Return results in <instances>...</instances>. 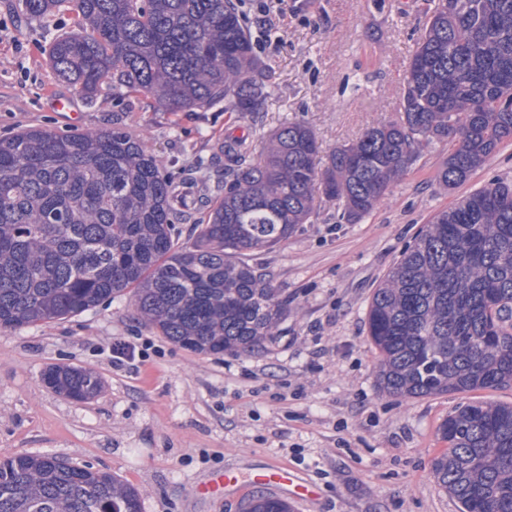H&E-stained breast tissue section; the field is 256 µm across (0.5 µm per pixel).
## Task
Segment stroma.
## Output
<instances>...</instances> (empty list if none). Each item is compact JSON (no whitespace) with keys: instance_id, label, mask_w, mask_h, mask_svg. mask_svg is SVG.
<instances>
[{"instance_id":"35a3bbf8","label":"stroma","mask_w":512,"mask_h":512,"mask_svg":"<svg viewBox=\"0 0 512 512\" xmlns=\"http://www.w3.org/2000/svg\"><path fill=\"white\" fill-rule=\"evenodd\" d=\"M245 16L268 91L264 111L241 116L223 103L169 112L152 97L104 84L93 101L58 81L48 51L73 29L63 7L42 21L20 0H0V137L37 127L58 133L131 132L171 175L186 181L191 244L206 215L196 196L224 187V139L243 137L259 158L283 124L309 125L324 148L355 141L394 119L411 56L433 0H235ZM67 100L68 110L56 107ZM441 142L375 209L347 223L318 200L309 223L270 250L248 254L268 274L288 314L277 340L251 355L197 353L144 324L131 295L81 315L0 329V460L52 454L107 472L137 491L140 512H244L263 493L252 478L278 465L316 484L292 512H459L432 473L443 450L441 422L466 397L400 399L377 383L378 351L367 334L375 288L431 217L492 181H512V141L464 184L445 187ZM149 343L146 357L115 364L119 342ZM53 366L90 371L101 382L76 403L43 381ZM243 479L223 496L199 491L212 473Z\"/></svg>"}]
</instances>
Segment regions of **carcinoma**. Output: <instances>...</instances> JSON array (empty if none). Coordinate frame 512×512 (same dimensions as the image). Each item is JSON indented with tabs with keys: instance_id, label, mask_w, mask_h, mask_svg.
Wrapping results in <instances>:
<instances>
[{
	"instance_id": "cac0c4a2",
	"label": "carcinoma",
	"mask_w": 512,
	"mask_h": 512,
	"mask_svg": "<svg viewBox=\"0 0 512 512\" xmlns=\"http://www.w3.org/2000/svg\"><path fill=\"white\" fill-rule=\"evenodd\" d=\"M75 3L56 36L57 77L92 100L110 78L169 112L220 101L246 115L267 91L234 0H22L41 20ZM448 144L439 171L468 181L512 141V0H437L410 61L398 118L367 128L320 167L314 131L275 130L261 157L224 144V195L191 246L174 239L182 194L159 161L121 129L60 135L25 128L0 139V329L81 314L131 292L141 318L198 353L249 355L288 315L267 275L243 259L336 202L368 215L417 161ZM512 182L494 181L435 214L375 289L368 336L383 393L421 398L512 385ZM52 389L75 401L99 377L52 367ZM432 463L460 512H512V405L462 403L440 426ZM0 512H140L135 490L55 456L0 461ZM247 512H290L272 497Z\"/></svg>"
}]
</instances>
